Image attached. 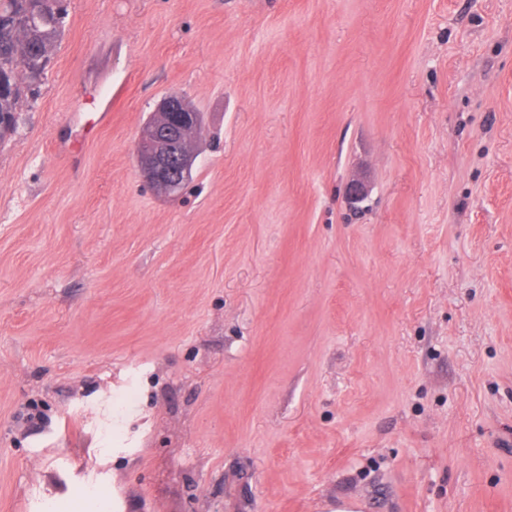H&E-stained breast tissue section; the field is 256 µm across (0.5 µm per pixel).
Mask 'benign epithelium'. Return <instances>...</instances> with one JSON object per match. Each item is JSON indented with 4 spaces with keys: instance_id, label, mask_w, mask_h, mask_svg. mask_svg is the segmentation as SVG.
<instances>
[{
    "instance_id": "7a95c632",
    "label": "benign epithelium",
    "mask_w": 512,
    "mask_h": 512,
    "mask_svg": "<svg viewBox=\"0 0 512 512\" xmlns=\"http://www.w3.org/2000/svg\"><path fill=\"white\" fill-rule=\"evenodd\" d=\"M201 126V113L178 97H166L141 128L135 148L137 166L158 194L171 195L189 180L196 159L190 137ZM366 197L368 190L363 180L348 182L347 204L355 206Z\"/></svg>"
}]
</instances>
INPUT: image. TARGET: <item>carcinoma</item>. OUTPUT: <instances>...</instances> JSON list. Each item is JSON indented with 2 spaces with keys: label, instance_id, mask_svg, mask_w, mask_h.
Returning a JSON list of instances; mask_svg holds the SVG:
<instances>
[{
  "label": "carcinoma",
  "instance_id": "carcinoma-1",
  "mask_svg": "<svg viewBox=\"0 0 512 512\" xmlns=\"http://www.w3.org/2000/svg\"><path fill=\"white\" fill-rule=\"evenodd\" d=\"M64 23L57 0H0V142L16 128L29 62L54 47Z\"/></svg>",
  "mask_w": 512,
  "mask_h": 512
}]
</instances>
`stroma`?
Returning <instances> with one entry per match:
<instances>
[{
  "instance_id": "obj_1",
  "label": "stroma",
  "mask_w": 512,
  "mask_h": 512,
  "mask_svg": "<svg viewBox=\"0 0 512 512\" xmlns=\"http://www.w3.org/2000/svg\"><path fill=\"white\" fill-rule=\"evenodd\" d=\"M63 6L0 143V512H512V0ZM201 126V112L181 98L166 97L141 128L135 148L137 166L158 194L171 195L189 180L196 159L190 137Z\"/></svg>"
}]
</instances>
